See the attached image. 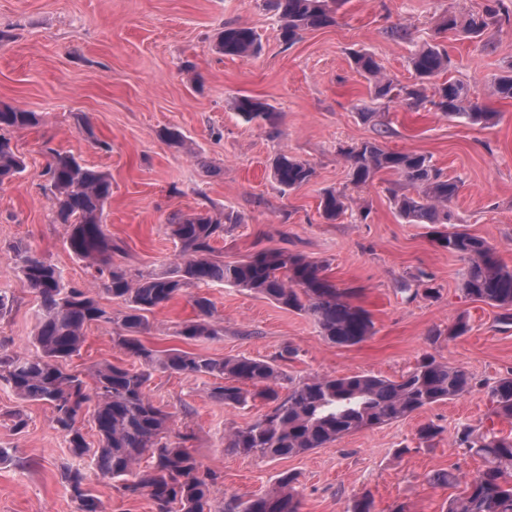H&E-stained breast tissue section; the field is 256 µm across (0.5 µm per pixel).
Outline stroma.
Listing matches in <instances>:
<instances>
[{"instance_id": "stroma-1", "label": "stroma", "mask_w": 512, "mask_h": 512, "mask_svg": "<svg viewBox=\"0 0 512 512\" xmlns=\"http://www.w3.org/2000/svg\"><path fill=\"white\" fill-rule=\"evenodd\" d=\"M487 0H345L334 25L308 31L293 45L279 40V20L261 0H0V103L40 114L39 126L13 133L25 162L16 179L0 187V291L13 295V312L0 319V346L33 349L37 302L16 269L14 247L28 243L58 267L66 281L95 285L93 269L67 248L62 225L51 223L48 149L108 172L112 197L104 222L119 245L115 265L129 276L161 273L174 265L177 247L167 221L176 213L237 214L216 259L242 261L264 248L302 253L328 264L338 287L354 289L351 301L368 311L374 333L362 343H328L312 319L223 283L200 286L222 320V339L185 342L177 323L194 318L189 295L149 314L144 343L216 358L246 355L278 360L293 379L313 375L371 373L389 379L406 373L423 354L469 373L473 390L432 405L407 419L364 430L308 453L279 460L226 450L224 433L254 421L262 402L227 407L206 394V380L155 372L146 388L172 413V433L191 432L199 463L220 474L215 503L268 491L281 473L293 474L301 512H347L370 493L374 512L404 505L406 512H444L451 488L430 483L448 469L465 476L482 467L458 447L464 425L512 433V421L492 416L487 387L512 372V320L467 297L462 290L467 260L439 248L431 224H409L397 213L393 191L404 185L381 172L353 185L341 148L379 140L390 150L428 156L444 175L458 180L448 205L456 230L486 239L512 267V100L488 97L496 112L488 124H469L436 112L430 104L408 109L373 100L368 79L350 65L356 49L374 53L382 71L413 82L411 54L442 42L451 59L440 81L461 82L486 92L512 67V22L468 38L437 30L448 13L464 16ZM227 23L252 28L260 54L245 61L218 53V32ZM406 31L393 38L391 28ZM193 62L187 74L184 62ZM247 94L268 103L277 136L244 122L232 108ZM388 134L379 135L380 126ZM181 131L186 147L170 144L165 130ZM315 169L307 184L282 191L269 161L277 153ZM343 191L347 209L333 223L318 210L325 190ZM436 296H427V289ZM465 316L468 331L451 338L444 330ZM443 334L429 338L431 329ZM116 324L88 328L70 362L88 372L111 362H136L113 344ZM22 408L27 425L15 431L8 416ZM41 402L19 403L0 385V512H76L61 468L71 456L50 425ZM431 423L434 440L417 431ZM80 467L107 512H154L148 496L129 497L118 483Z\"/></svg>"}]
</instances>
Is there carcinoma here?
<instances>
[{"label": "carcinoma", "mask_w": 512, "mask_h": 512, "mask_svg": "<svg viewBox=\"0 0 512 512\" xmlns=\"http://www.w3.org/2000/svg\"><path fill=\"white\" fill-rule=\"evenodd\" d=\"M280 19L279 38L293 45L306 30L336 23L338 0H264ZM512 21V0H488L484 9L460 21L450 13L441 27L460 30L467 37L484 34L491 26ZM216 49L228 57L248 60L260 51L249 27L227 23L218 33ZM357 72L372 82L377 99L417 106L426 99L431 80L448 71V51L439 44L416 50L409 59L415 82L400 85L386 77L365 50L351 53ZM490 95L512 100V69L500 75ZM430 104L452 119L467 123L488 120L492 113L479 101L477 89L457 82L434 87ZM234 109L247 123L272 124L271 107L250 96L236 98ZM37 113L0 104V187L23 170L12 133L35 127ZM46 175L50 183L51 222L65 230V244L95 270L99 291L120 299L126 312L112 318L96 299V291L66 281L61 271L29 245L15 248L17 269L39 301L31 354L0 348V381L23 402H43L51 408V426L67 438L71 455L88 458L98 474L118 480L125 494L148 496L156 512H300L295 477L282 474L273 490L245 501L231 499L214 507L211 491L220 475L205 469L186 446L188 432L172 439V414L146 393L153 372L191 375L211 380L208 395L226 407L244 406L259 398L267 410L252 423L225 434V447L235 453L272 460L327 448L353 433L405 419L438 402L471 392L472 377L463 369L424 355L397 380L369 373L312 376L299 382L288 378L275 360L239 356L214 358L180 349L147 347L140 335L148 328L147 314L166 306L190 287L227 283L269 299L284 309L311 317L322 336L337 346H353L373 333V321L350 302L351 288L341 289L326 275V265L300 253L263 250L245 261L224 263L213 257V242L224 237L226 225L238 222L232 213L176 214L169 221L178 248L173 269L132 279L115 267L112 254L120 246L103 223L112 196L109 174L89 168L73 156L48 149ZM349 176L365 184L382 171L401 178L414 191L394 196L400 216L410 224H446L448 203L458 193L457 181L444 176L431 160L413 152L385 149L364 142L341 149ZM271 172L284 191L310 182L314 167L285 153L274 156ZM325 220L334 222L345 212L343 195L325 191L319 203ZM435 242L448 253L464 257L469 266L463 292L505 310L512 318V267L502 263L487 240L464 231L438 233ZM195 318L175 326L185 340H219L224 329L215 318L211 300L192 296ZM119 322L116 347L136 359L140 367L108 363L91 372V381L70 369L87 329L97 323ZM492 414L512 419V374L496 381L487 392ZM91 414L98 446L86 441L80 427ZM455 442L483 460V469L461 480L453 471L437 472L433 482L445 486L464 483L448 500L446 512H512V437L492 430L464 426ZM62 480L77 512H106L101 499L86 487L85 473L65 466Z\"/></svg>", "instance_id": "obj_1"}]
</instances>
